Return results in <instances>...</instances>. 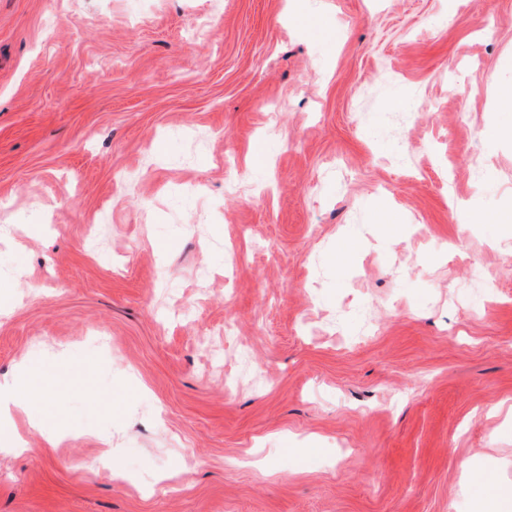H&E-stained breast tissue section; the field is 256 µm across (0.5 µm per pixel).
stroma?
<instances>
[{"mask_svg": "<svg viewBox=\"0 0 512 512\" xmlns=\"http://www.w3.org/2000/svg\"><path fill=\"white\" fill-rule=\"evenodd\" d=\"M510 85L512 0H0V512H479ZM42 399L39 374L32 369L24 370L15 383L0 386V440L9 447L0 448L1 452L25 447V441L14 429L15 415L26 412L32 403Z\"/></svg>", "mask_w": 512, "mask_h": 512, "instance_id": "35a3bbf8", "label": "stroma"}]
</instances>
